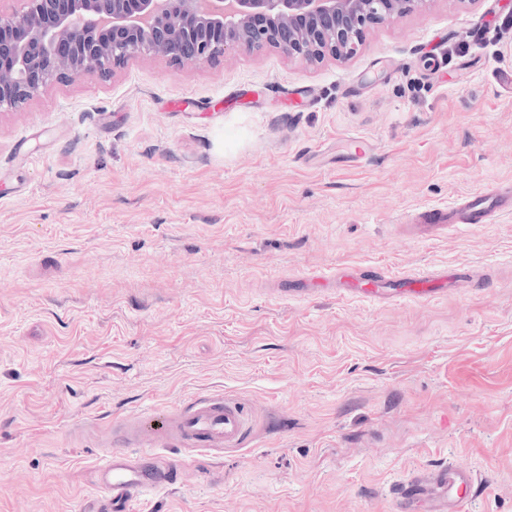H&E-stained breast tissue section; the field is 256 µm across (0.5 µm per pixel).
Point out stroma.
Masks as SVG:
<instances>
[{"label":"stroma","mask_w":512,"mask_h":512,"mask_svg":"<svg viewBox=\"0 0 512 512\" xmlns=\"http://www.w3.org/2000/svg\"><path fill=\"white\" fill-rule=\"evenodd\" d=\"M508 185L512 0H428L347 58L137 56L0 112V512H79L118 422L210 394L241 442L170 448L151 512H389L448 462L512 512V213L417 221ZM345 267L471 279L292 295Z\"/></svg>","instance_id":"stroma-1"}]
</instances>
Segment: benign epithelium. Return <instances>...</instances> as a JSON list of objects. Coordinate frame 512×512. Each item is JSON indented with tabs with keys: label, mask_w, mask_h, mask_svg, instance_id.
<instances>
[{
	"label": "benign epithelium",
	"mask_w": 512,
	"mask_h": 512,
	"mask_svg": "<svg viewBox=\"0 0 512 512\" xmlns=\"http://www.w3.org/2000/svg\"><path fill=\"white\" fill-rule=\"evenodd\" d=\"M0 12V111L97 65L135 55L212 62L232 51L280 49L292 58L356 54L365 29L429 0H24Z\"/></svg>",
	"instance_id": "benign-epithelium-1"
}]
</instances>
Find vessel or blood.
I'll return each instance as SVG.
<instances>
[{
	"instance_id": "b4317fda",
	"label": "vessel or blood",
	"mask_w": 512,
	"mask_h": 512,
	"mask_svg": "<svg viewBox=\"0 0 512 512\" xmlns=\"http://www.w3.org/2000/svg\"><path fill=\"white\" fill-rule=\"evenodd\" d=\"M512 211V188L482 190L464 196L448 210L429 209L428 222L463 224L476 228L493 223ZM343 293L383 300H427L435 297L432 277L421 273L405 280L391 276L363 279L359 270L347 268L337 276ZM245 414L236 404L215 394L198 397L186 411L170 420L161 432L144 440L121 427L117 447L109 449L99 467L100 496L87 502L83 512H130L141 495L168 486L180 471V459L159 455L173 444L208 450L239 444L245 429ZM477 497L472 469L454 463L433 470L418 471L391 497V512H471Z\"/></svg>"
}]
</instances>
